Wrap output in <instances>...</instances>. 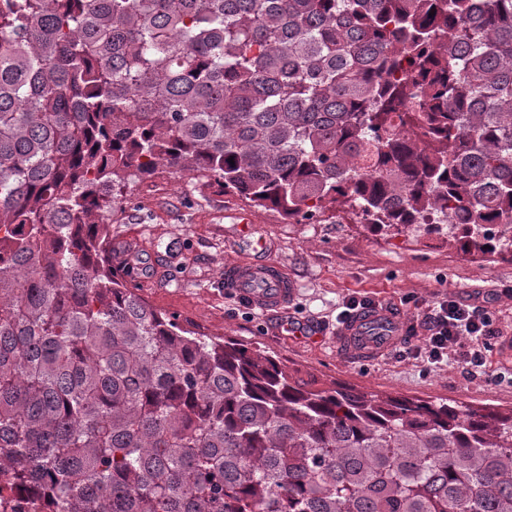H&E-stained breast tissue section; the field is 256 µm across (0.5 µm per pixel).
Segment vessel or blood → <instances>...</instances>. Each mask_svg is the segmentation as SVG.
I'll use <instances>...</instances> for the list:
<instances>
[{"label": "vessel or blood", "instance_id": "1", "mask_svg": "<svg viewBox=\"0 0 512 512\" xmlns=\"http://www.w3.org/2000/svg\"><path fill=\"white\" fill-rule=\"evenodd\" d=\"M239 249L243 261L224 271L228 287L263 311L280 309L293 291V282L287 270L273 259L268 240L250 228L243 231ZM403 337L400 318L377 307L345 322L338 331L336 345L344 355L370 359L388 353Z\"/></svg>", "mask_w": 512, "mask_h": 512}]
</instances>
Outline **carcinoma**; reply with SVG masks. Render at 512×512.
<instances>
[{"label":"carcinoma","mask_w":512,"mask_h":512,"mask_svg":"<svg viewBox=\"0 0 512 512\" xmlns=\"http://www.w3.org/2000/svg\"><path fill=\"white\" fill-rule=\"evenodd\" d=\"M233 161H228V158ZM169 168L512 259V0H0V476L55 512H512V409L315 388L112 265Z\"/></svg>","instance_id":"carcinoma-1"}]
</instances>
